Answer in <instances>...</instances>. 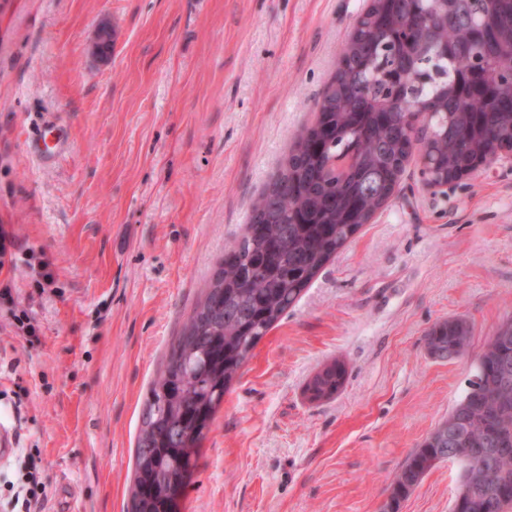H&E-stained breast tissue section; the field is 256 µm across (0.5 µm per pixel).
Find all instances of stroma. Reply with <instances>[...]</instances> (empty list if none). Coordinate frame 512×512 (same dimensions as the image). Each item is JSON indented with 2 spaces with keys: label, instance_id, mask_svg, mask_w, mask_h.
Masks as SVG:
<instances>
[{
  "label": "stroma",
  "instance_id": "1",
  "mask_svg": "<svg viewBox=\"0 0 512 512\" xmlns=\"http://www.w3.org/2000/svg\"><path fill=\"white\" fill-rule=\"evenodd\" d=\"M368 0H0V512H129L143 401L252 202L315 119ZM112 53L93 50L99 27ZM66 142L43 161L47 123ZM51 263L42 289L28 266ZM28 316L27 335L18 322ZM466 320L467 357L423 336ZM512 317V159L429 189L417 163L255 348L178 512H378ZM343 391L309 401L327 362ZM440 464L400 512H450ZM19 490L15 493V499L12 502V512H21L15 510L21 500V507L24 512L42 511L47 500L46 485L34 468L22 475L19 480Z\"/></svg>",
  "mask_w": 512,
  "mask_h": 512
}]
</instances>
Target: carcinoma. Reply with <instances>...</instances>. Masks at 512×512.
<instances>
[{"label":"carcinoma","instance_id":"carcinoma-1","mask_svg":"<svg viewBox=\"0 0 512 512\" xmlns=\"http://www.w3.org/2000/svg\"><path fill=\"white\" fill-rule=\"evenodd\" d=\"M325 85L313 124L255 200L204 298L152 381L136 441L131 512H170L224 395L254 349L320 270L391 197L413 158L438 182L512 143V0H373ZM398 61L406 79L391 76ZM428 113L420 128L405 113ZM471 330L444 319L424 336L438 361L464 358ZM341 360L307 385L315 402L340 393ZM459 467L452 512H512V318L479 355L465 395L407 458L379 512L439 464Z\"/></svg>","mask_w":512,"mask_h":512}]
</instances>
